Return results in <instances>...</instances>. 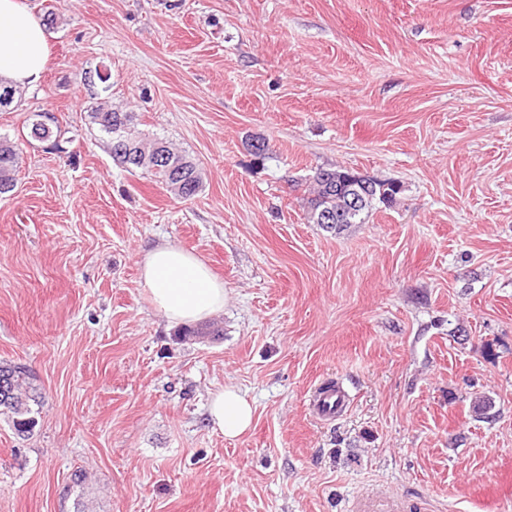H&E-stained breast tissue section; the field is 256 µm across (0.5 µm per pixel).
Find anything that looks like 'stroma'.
Returning a JSON list of instances; mask_svg holds the SVG:
<instances>
[{
    "instance_id": "obj_1",
    "label": "stroma",
    "mask_w": 512,
    "mask_h": 512,
    "mask_svg": "<svg viewBox=\"0 0 512 512\" xmlns=\"http://www.w3.org/2000/svg\"><path fill=\"white\" fill-rule=\"evenodd\" d=\"M22 2L55 21L0 112V363L41 405L24 436L0 415V512H512V0ZM102 96L200 164L193 199L114 163ZM320 167L401 192L312 224ZM163 243L223 280L219 339L151 305ZM330 380L347 407L320 419ZM227 385L254 408L233 439ZM21 143L8 137H0V194L11 192L15 186V172L17 170ZM253 408L244 395L234 386H224L210 401L208 414L212 423L225 437L236 438L252 425Z\"/></svg>"
}]
</instances>
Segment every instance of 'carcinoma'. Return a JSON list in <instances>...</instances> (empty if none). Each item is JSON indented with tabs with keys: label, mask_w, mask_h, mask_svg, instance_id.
<instances>
[{
	"label": "carcinoma",
	"mask_w": 512,
	"mask_h": 512,
	"mask_svg": "<svg viewBox=\"0 0 512 512\" xmlns=\"http://www.w3.org/2000/svg\"><path fill=\"white\" fill-rule=\"evenodd\" d=\"M22 99V90L12 85L0 84V112H6L18 105ZM91 121L98 125L101 132L109 137L113 160L130 171L140 169L161 183L173 195L189 200L203 188L204 175L193 158L176 148L171 142L159 137L141 138L135 134L137 115L100 103L90 112ZM55 119L46 112L34 114L29 123L30 137L35 140H47L52 137V124ZM21 155L20 143L7 137H0V194L13 190L15 172ZM358 173L347 168H318L310 182L308 203V221L319 223L323 212H336L341 208V197L336 191L339 184L346 185L354 180ZM373 188L372 198L353 214H338L339 224H362L368 213L379 202L389 207L400 192L399 185L393 181L366 178ZM7 385L12 392L11 403H0V415L7 417L12 425L25 418H32L41 405L40 396L30 382L26 371L20 367L0 364V383Z\"/></svg>",
	"instance_id": "1"
}]
</instances>
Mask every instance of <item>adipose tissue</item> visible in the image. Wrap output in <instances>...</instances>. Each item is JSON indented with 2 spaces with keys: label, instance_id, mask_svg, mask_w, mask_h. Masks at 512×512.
<instances>
[{
  "label": "adipose tissue",
  "instance_id": "1",
  "mask_svg": "<svg viewBox=\"0 0 512 512\" xmlns=\"http://www.w3.org/2000/svg\"><path fill=\"white\" fill-rule=\"evenodd\" d=\"M49 38L20 0H0V83L38 84L49 60ZM141 278L154 308L173 325L198 323L224 308V283L197 255L169 244L146 251ZM225 437L236 438L252 425L253 408L233 386L216 392L208 409Z\"/></svg>",
  "mask_w": 512,
  "mask_h": 512
}]
</instances>
